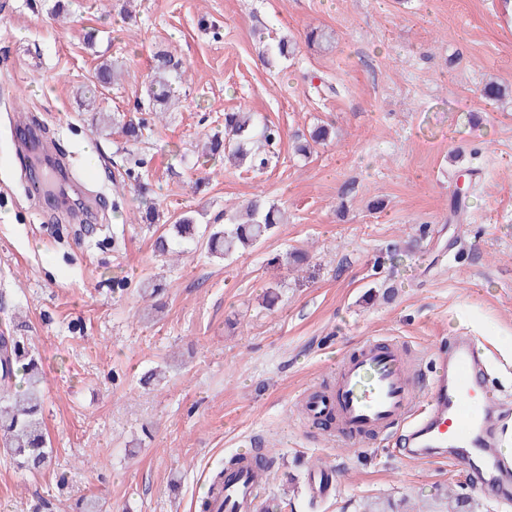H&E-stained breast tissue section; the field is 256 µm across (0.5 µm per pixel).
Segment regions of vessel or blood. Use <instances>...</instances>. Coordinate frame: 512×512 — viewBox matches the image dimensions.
<instances>
[{
  "mask_svg": "<svg viewBox=\"0 0 512 512\" xmlns=\"http://www.w3.org/2000/svg\"><path fill=\"white\" fill-rule=\"evenodd\" d=\"M431 376L416 385L415 364L399 341L364 338L358 348L330 367L335 383L326 391H304L302 417L320 423L332 418L333 437L353 446L405 425L412 454L426 458L450 448L456 465L470 470L476 460L492 462L498 480L479 483L480 491L497 493L512 481V462L499 459L494 438L500 431L496 390L484 354L475 339L459 332L431 361ZM213 512H257L251 468L229 474L211 493Z\"/></svg>",
  "mask_w": 512,
  "mask_h": 512,
  "instance_id": "b4317fda",
  "label": "vessel or blood"
}]
</instances>
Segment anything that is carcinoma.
I'll list each match as a JSON object with an SVG mask.
<instances>
[{
	"instance_id": "obj_1",
	"label": "carcinoma",
	"mask_w": 512,
	"mask_h": 512,
	"mask_svg": "<svg viewBox=\"0 0 512 512\" xmlns=\"http://www.w3.org/2000/svg\"><path fill=\"white\" fill-rule=\"evenodd\" d=\"M295 52V42L282 37L266 50V63L286 59ZM181 62L167 53L154 56L153 76L147 88V107H157L172 97V79L178 77ZM278 133L256 120L249 112L224 113V133L211 137V158H224L231 164L265 168L273 158ZM281 223L280 210L274 204L255 197L242 206L224 207V223L209 225L208 235L195 236V219L182 216L173 225L177 235L205 245L217 258L253 248ZM43 373L38 361L17 331L0 334V432L3 451L31 473L47 469L53 460L51 440L41 416ZM448 512H480L473 498L448 496Z\"/></svg>"
}]
</instances>
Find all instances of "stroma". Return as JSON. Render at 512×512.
<instances>
[{
	"mask_svg": "<svg viewBox=\"0 0 512 512\" xmlns=\"http://www.w3.org/2000/svg\"><path fill=\"white\" fill-rule=\"evenodd\" d=\"M315 27L330 43H306ZM282 36L295 57L266 66ZM161 49L185 73L159 117L139 106ZM105 61L119 83L88 96ZM239 110L280 131L264 171L197 152ZM31 118L80 175L69 202L91 193L93 210L32 188ZM131 119L136 142L119 129ZM321 125L328 139L297 154ZM256 195L286 218L257 248L218 260L176 238L155 252L183 214L203 226ZM296 250L303 264L280 265ZM147 278L163 309L146 310ZM18 317L54 457L33 475L0 452V512H72L91 495L106 512H198L213 474L255 444L274 457L261 499L280 512L403 499L437 512L449 491L512 512L452 455H405L400 430L351 448L295 409L364 337L429 356L460 331L512 399V0H0V333ZM154 367L164 380L143 386Z\"/></svg>",
	"mask_w": 512,
	"mask_h": 512,
	"instance_id": "stroma-1",
	"label": "stroma"
}]
</instances>
